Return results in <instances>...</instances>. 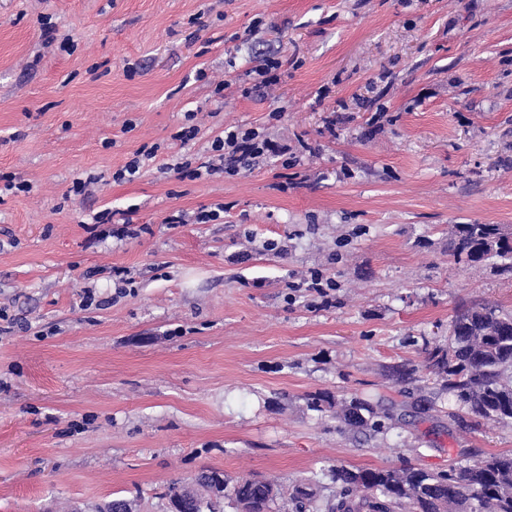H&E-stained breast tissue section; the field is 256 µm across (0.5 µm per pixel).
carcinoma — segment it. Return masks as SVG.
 <instances>
[{"label":"carcinoma","mask_w":512,"mask_h":512,"mask_svg":"<svg viewBox=\"0 0 512 512\" xmlns=\"http://www.w3.org/2000/svg\"><path fill=\"white\" fill-rule=\"evenodd\" d=\"M448 259L456 265L496 266L512 275V241L498 224H454L448 230ZM426 370L459 408L488 422L512 424V312L478 304L456 310L448 343L426 346ZM307 408L340 420L351 430L380 431L382 415L362 398L339 400L329 392L306 396ZM336 491L319 501L317 489L300 482L286 493L273 482L244 478L233 486L205 476L191 493L176 484L169 501H183L184 512H273L288 500L294 512H512V453L490 454L472 464L429 472L405 465L385 469H329Z\"/></svg>","instance_id":"carcinoma-1"}]
</instances>
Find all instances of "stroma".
<instances>
[{
  "mask_svg": "<svg viewBox=\"0 0 512 512\" xmlns=\"http://www.w3.org/2000/svg\"><path fill=\"white\" fill-rule=\"evenodd\" d=\"M268 56L280 81L253 92ZM228 125L269 150L178 178ZM4 174L25 188L0 180V512H168L209 468L326 496L335 465L512 451V426L389 375L458 306L512 309V278L445 253L449 225L512 227V0H0ZM315 270L327 296L301 285ZM319 391L393 418L350 430L307 409Z\"/></svg>",
  "mask_w": 512,
  "mask_h": 512,
  "instance_id": "35a3bbf8",
  "label": "stroma"
}]
</instances>
